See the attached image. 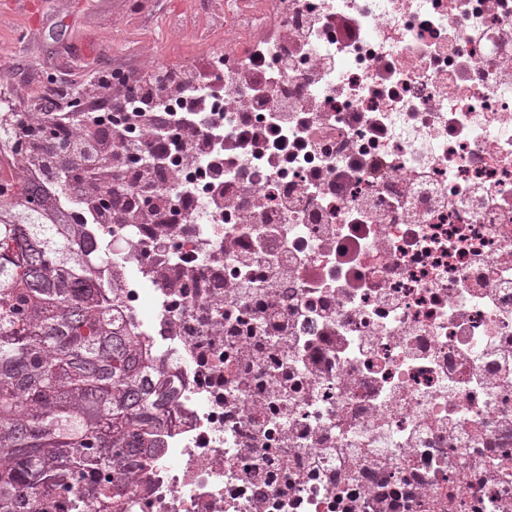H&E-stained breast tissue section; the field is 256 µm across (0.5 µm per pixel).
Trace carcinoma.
I'll return each mask as SVG.
<instances>
[{"instance_id": "1", "label": "carcinoma", "mask_w": 512, "mask_h": 512, "mask_svg": "<svg viewBox=\"0 0 512 512\" xmlns=\"http://www.w3.org/2000/svg\"><path fill=\"white\" fill-rule=\"evenodd\" d=\"M35 185L0 222V512L103 472L112 501L157 448L171 406L153 353L112 316V261L76 224H49Z\"/></svg>"}]
</instances>
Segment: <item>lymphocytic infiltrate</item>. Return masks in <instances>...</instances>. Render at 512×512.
<instances>
[{
  "instance_id": "1",
  "label": "lymphocytic infiltrate",
  "mask_w": 512,
  "mask_h": 512,
  "mask_svg": "<svg viewBox=\"0 0 512 512\" xmlns=\"http://www.w3.org/2000/svg\"><path fill=\"white\" fill-rule=\"evenodd\" d=\"M72 81L56 80L44 98L23 103L13 92L0 98V112L17 114L16 137L21 157L36 160V180L44 195L85 224H175L183 212L166 210L161 186L176 180L184 210L206 208L213 220L236 212L249 224H266L272 209H287V194L253 188V167L275 170L287 163L290 152L322 144L327 125L317 120L306 127L303 139L289 138L288 104L278 94L266 100L267 116L258 126L242 125L238 136L224 135V79L207 64L162 65L126 72L122 89L112 85L108 71L91 73L82 82L90 116L79 119L60 114ZM179 108H171L170 97ZM119 112L111 127L100 123L99 112ZM54 114V132L63 146L30 140V114ZM141 163L130 167L129 154ZM241 268L250 274L244 287L264 286L262 306H273L271 294L283 279L300 275L297 266H272L248 244L228 243Z\"/></svg>"
}]
</instances>
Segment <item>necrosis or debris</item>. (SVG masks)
Listing matches in <instances>:
<instances>
[{
    "label": "necrosis or debris",
    "mask_w": 512,
    "mask_h": 512,
    "mask_svg": "<svg viewBox=\"0 0 512 512\" xmlns=\"http://www.w3.org/2000/svg\"><path fill=\"white\" fill-rule=\"evenodd\" d=\"M224 43L225 84L261 53L291 112L328 114L325 153L280 183L336 233L293 212L81 226L173 390L123 512H512V0H224ZM230 236L304 268L275 291L287 322L225 288ZM50 512H102L98 485Z\"/></svg>",
    "instance_id": "4bbe7bcc"
}]
</instances>
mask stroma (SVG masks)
Segmentation results:
<instances>
[{"label":"stroma","mask_w":512,"mask_h":512,"mask_svg":"<svg viewBox=\"0 0 512 512\" xmlns=\"http://www.w3.org/2000/svg\"><path fill=\"white\" fill-rule=\"evenodd\" d=\"M215 0H193L187 12L195 21L188 29L159 33L163 10L173 0H0V75L23 81L39 72L40 83L28 92L39 97L55 75L63 56H70L80 73L103 66L131 70L153 61L190 64L216 45L205 33Z\"/></svg>","instance_id":"obj_1"}]
</instances>
